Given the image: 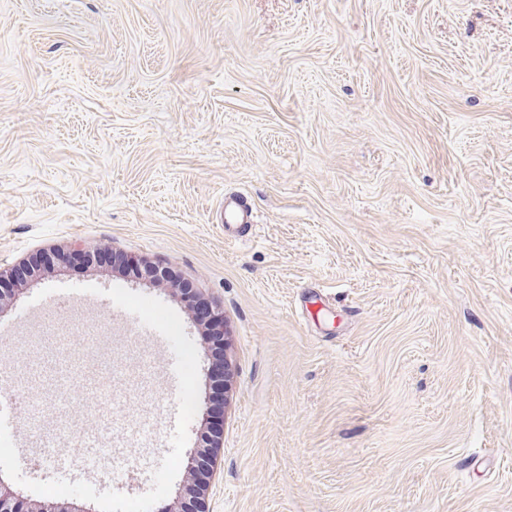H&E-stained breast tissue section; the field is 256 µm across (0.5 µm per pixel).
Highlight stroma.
Instances as JSON below:
<instances>
[{
  "label": "stroma",
  "mask_w": 512,
  "mask_h": 512,
  "mask_svg": "<svg viewBox=\"0 0 512 512\" xmlns=\"http://www.w3.org/2000/svg\"><path fill=\"white\" fill-rule=\"evenodd\" d=\"M254 225L224 239L219 204ZM172 267L224 312L235 375L207 512H512V0H0V266L72 241ZM80 285L147 302L193 357L162 389L108 306L14 317ZM0 319L56 436L74 353L126 463L40 449L0 476L85 512L184 491L207 350L172 288L26 283ZM189 393L185 414L181 393ZM146 423L131 432L130 420ZM224 231L234 230L242 225H252V208L247 202L236 195H224ZM236 234V233H235Z\"/></svg>",
  "instance_id": "1"
}]
</instances>
